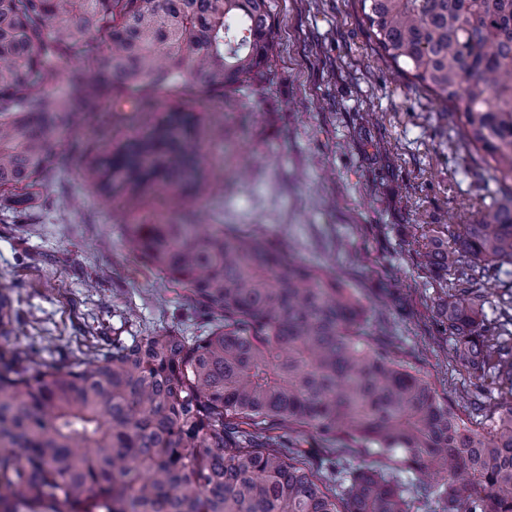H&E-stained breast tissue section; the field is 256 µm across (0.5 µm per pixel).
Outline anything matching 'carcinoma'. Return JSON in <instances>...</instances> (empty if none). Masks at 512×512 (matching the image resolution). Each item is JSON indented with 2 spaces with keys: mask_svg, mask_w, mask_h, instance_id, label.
Returning a JSON list of instances; mask_svg holds the SVG:
<instances>
[{
  "mask_svg": "<svg viewBox=\"0 0 512 512\" xmlns=\"http://www.w3.org/2000/svg\"><path fill=\"white\" fill-rule=\"evenodd\" d=\"M371 40L451 112L460 141L512 181V0H358ZM271 0H0V205L44 197L66 112L191 83L224 90L273 54ZM78 59L84 68L63 73ZM78 87L75 97L70 88ZM180 109L96 161L94 186L133 206L139 192L209 188ZM129 250L188 288L206 335L174 330L85 344L57 363L10 343L20 325L0 292V512H512V388L491 431L468 426L407 353L364 328L352 289L268 240L199 224H132ZM454 358L483 409L492 377L512 385V187L477 224H450L423 253ZM502 290L484 313L487 284ZM340 448L307 462L275 429ZM406 487L354 462V445Z\"/></svg>",
  "mask_w": 512,
  "mask_h": 512,
  "instance_id": "carcinoma-1",
  "label": "carcinoma"
}]
</instances>
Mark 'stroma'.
<instances>
[{
    "label": "stroma",
    "instance_id": "stroma-1",
    "mask_svg": "<svg viewBox=\"0 0 512 512\" xmlns=\"http://www.w3.org/2000/svg\"><path fill=\"white\" fill-rule=\"evenodd\" d=\"M270 37L261 75L224 93L186 84L157 91L145 110L125 95L72 117L46 176L51 204L0 209V290L22 342L51 363L91 334L204 335L187 288L126 247L129 225L191 222L274 241L353 288L367 332L385 325L462 409L475 380L438 331L443 284L421 255L433 229L479 222L493 171L457 142L440 101L375 52L357 0H272ZM174 108L198 118L212 190L179 207L152 189L134 208L98 193L87 177L95 160Z\"/></svg>",
    "mask_w": 512,
    "mask_h": 512
}]
</instances>
